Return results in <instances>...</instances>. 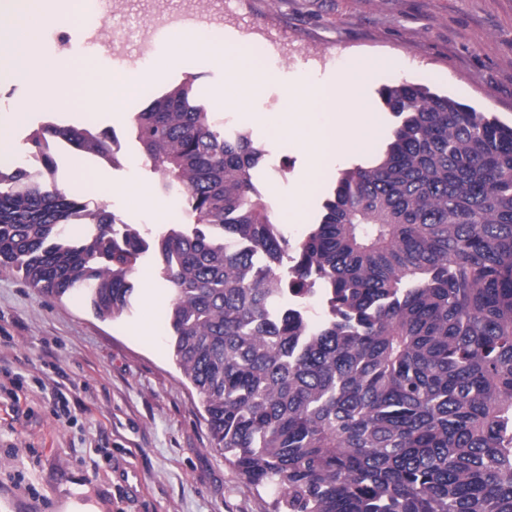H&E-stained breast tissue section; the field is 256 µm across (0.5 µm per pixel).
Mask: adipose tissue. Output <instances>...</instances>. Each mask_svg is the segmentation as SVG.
Instances as JSON below:
<instances>
[{"instance_id":"1","label":"adipose tissue","mask_w":512,"mask_h":512,"mask_svg":"<svg viewBox=\"0 0 512 512\" xmlns=\"http://www.w3.org/2000/svg\"><path fill=\"white\" fill-rule=\"evenodd\" d=\"M341 82L329 86L300 85L288 94V110L275 124L278 134L293 140L303 156L308 175L323 172L340 155L363 149L373 136L371 119L364 112H340L336 100ZM321 111H312V104Z\"/></svg>"}]
</instances>
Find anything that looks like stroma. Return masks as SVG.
Listing matches in <instances>:
<instances>
[{
    "label": "stroma",
    "mask_w": 512,
    "mask_h": 512,
    "mask_svg": "<svg viewBox=\"0 0 512 512\" xmlns=\"http://www.w3.org/2000/svg\"><path fill=\"white\" fill-rule=\"evenodd\" d=\"M210 9L222 18L226 45L242 39L281 57L258 97L223 110L229 126L279 161L277 169L262 163L256 172L259 192L272 186L279 192L267 200L270 216L306 168L292 141L253 123L251 113L277 117L289 88L356 74L367 59L375 64L360 95L380 131L367 151L314 180L305 223L283 227L289 240L316 221L343 169L386 144L394 119L382 109L383 87L401 80L426 85L512 121V0H210ZM132 22L140 39L155 42L147 0H112L104 28L44 25L39 52L72 61L100 43L103 32L120 36ZM62 31L69 36L64 45L56 41ZM233 80L224 67L186 53L152 89L158 95L188 81L207 103ZM47 121L113 131L124 151L119 165L107 167L71 152L57 158L55 178L66 191L107 208L117 224L139 225L147 238L160 230L154 206L175 209L180 223H191L182 196L160 188L129 136V122L69 103L51 112L34 108L27 124L12 130L18 152L28 151L31 128ZM102 175L114 187L111 197L99 194ZM134 179L148 194L137 208L123 192ZM160 267L155 253L141 255L130 305L115 320L98 318L83 297L42 295L20 272L0 268V512H67L73 501L98 512H272L273 492L249 484L212 447L200 397L172 356L168 309L151 307L145 294V273L154 287L169 290ZM144 321L153 325L152 340L133 332Z\"/></svg>",
    "instance_id": "stroma-1"
}]
</instances>
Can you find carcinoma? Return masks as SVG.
<instances>
[{
	"label": "carcinoma",
	"mask_w": 512,
	"mask_h": 512,
	"mask_svg": "<svg viewBox=\"0 0 512 512\" xmlns=\"http://www.w3.org/2000/svg\"><path fill=\"white\" fill-rule=\"evenodd\" d=\"M379 95L388 142L294 245L253 183L263 151L192 84L131 118L194 217L149 241L55 181L57 144L112 165L116 137L47 121L28 137L42 170H0V266L114 320L154 249L212 445L275 488L273 512H512V124L407 81Z\"/></svg>",
	"instance_id": "carcinoma-1"
}]
</instances>
